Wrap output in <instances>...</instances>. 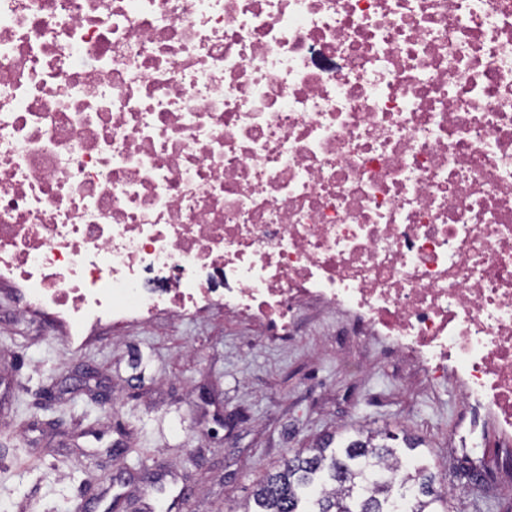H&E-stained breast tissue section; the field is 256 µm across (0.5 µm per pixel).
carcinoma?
Here are the masks:
<instances>
[{
	"mask_svg": "<svg viewBox=\"0 0 512 512\" xmlns=\"http://www.w3.org/2000/svg\"><path fill=\"white\" fill-rule=\"evenodd\" d=\"M388 432L358 429L331 447L328 438L289 456L256 485L244 512H448L450 492L412 459L403 479L381 464L401 458Z\"/></svg>",
	"mask_w": 512,
	"mask_h": 512,
	"instance_id": "cac0c4a2",
	"label": "carcinoma"
}]
</instances>
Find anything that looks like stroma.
<instances>
[{"label":"stroma","instance_id":"1","mask_svg":"<svg viewBox=\"0 0 512 512\" xmlns=\"http://www.w3.org/2000/svg\"><path fill=\"white\" fill-rule=\"evenodd\" d=\"M0 285V512H239L272 467L344 429L419 442L450 486L462 400L384 341L355 345L344 314L302 312L288 342L214 306L179 320L103 326L71 341ZM486 487L451 512H512V447L490 441Z\"/></svg>","mask_w":512,"mask_h":512}]
</instances>
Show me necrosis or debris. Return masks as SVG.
I'll return each instance as SVG.
<instances>
[{"label":"necrosis or debris","mask_w":512,"mask_h":512,"mask_svg":"<svg viewBox=\"0 0 512 512\" xmlns=\"http://www.w3.org/2000/svg\"><path fill=\"white\" fill-rule=\"evenodd\" d=\"M0 283L71 337L348 313L512 443V0H0Z\"/></svg>","instance_id":"1"}]
</instances>
